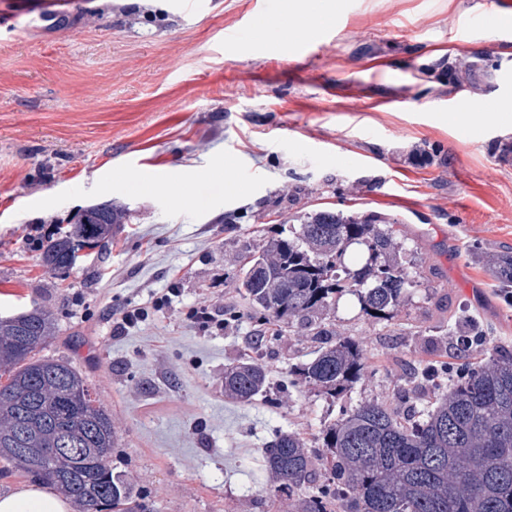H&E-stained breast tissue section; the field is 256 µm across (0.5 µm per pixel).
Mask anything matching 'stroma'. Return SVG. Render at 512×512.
<instances>
[{
    "instance_id": "1",
    "label": "stroma",
    "mask_w": 512,
    "mask_h": 512,
    "mask_svg": "<svg viewBox=\"0 0 512 512\" xmlns=\"http://www.w3.org/2000/svg\"><path fill=\"white\" fill-rule=\"evenodd\" d=\"M288 0H66L54 28L13 35L0 0V314L50 311L43 349L65 358L112 415L113 472L146 512H296L271 496L263 448L279 431L322 450V431L365 401L396 409L412 370L512 350V302L474 252L512 251V0H338L294 35L269 26ZM266 27L265 41L252 40ZM492 101L499 123L476 125ZM124 208L107 248L54 271L38 230ZM376 214L414 250L416 284L377 320L337 297L326 329L368 369L330 397L291 385L319 337L249 318L239 269L310 211ZM231 313L201 331L193 308ZM144 307L125 331L115 321ZM480 344L459 347V334ZM256 357L269 387L224 395Z\"/></svg>"
}]
</instances>
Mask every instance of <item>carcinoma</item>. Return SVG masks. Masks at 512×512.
<instances>
[{
    "mask_svg": "<svg viewBox=\"0 0 512 512\" xmlns=\"http://www.w3.org/2000/svg\"><path fill=\"white\" fill-rule=\"evenodd\" d=\"M123 213L93 206L73 229L44 246L43 261L69 268L75 242L105 244ZM409 253L398 230L377 215L312 211L288 237L263 240L240 269L238 288L280 326L321 328L336 294L355 297L368 315L386 319L412 287ZM504 294L512 289V252L486 255ZM55 333L50 312L33 308L0 318V461L57 486L87 512H144L134 486L112 473V414L87 379L63 358L40 357ZM366 358L351 339L327 343L298 368L301 383L334 397L356 383ZM430 400L413 414L364 402L323 430L326 451L312 456L293 432L263 448L277 485L300 489L323 468L336 486L299 500L298 512H512V351L496 346L459 376L435 380ZM266 387L250 359L224 370V393L250 402ZM72 440L82 455L60 450ZM38 456L27 465L22 449Z\"/></svg>",
    "mask_w": 512,
    "mask_h": 512,
    "instance_id": "1",
    "label": "carcinoma"
}]
</instances>
